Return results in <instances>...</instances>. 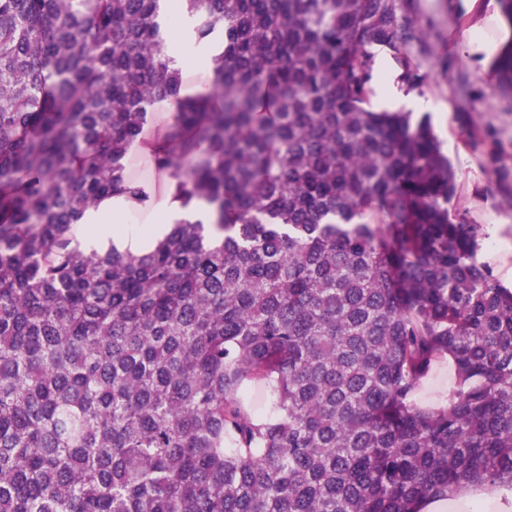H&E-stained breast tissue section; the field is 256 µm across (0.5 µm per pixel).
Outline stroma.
<instances>
[{
	"label": "stroma",
	"instance_id": "35a3bbf8",
	"mask_svg": "<svg viewBox=\"0 0 512 512\" xmlns=\"http://www.w3.org/2000/svg\"><path fill=\"white\" fill-rule=\"evenodd\" d=\"M401 14L420 24L424 35L413 42L423 82L410 97L427 103V113L457 173L450 210L469 224L499 227L479 259L496 277L512 267V92L502 89L492 66H481L462 43V32L501 9L499 0H478L466 11L462 0H399ZM125 176L151 186L154 202L127 209L124 220L149 226L170 200V177L154 167L148 151H132Z\"/></svg>",
	"mask_w": 512,
	"mask_h": 512
}]
</instances>
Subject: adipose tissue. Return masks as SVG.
<instances>
[{"label": "adipose tissue", "mask_w": 512, "mask_h": 512, "mask_svg": "<svg viewBox=\"0 0 512 512\" xmlns=\"http://www.w3.org/2000/svg\"><path fill=\"white\" fill-rule=\"evenodd\" d=\"M162 13L167 26L171 65L187 67L194 57L192 32L179 0H163ZM124 211V206L109 200L87 211L79 229L89 249L104 251L114 247L137 252L147 245L149 239L163 236L170 225L208 219L206 209H184L172 203L161 209L157 224L141 231L124 224Z\"/></svg>", "instance_id": "adipose-tissue-1"}]
</instances>
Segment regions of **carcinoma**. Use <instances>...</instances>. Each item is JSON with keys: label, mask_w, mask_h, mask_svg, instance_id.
<instances>
[{"label": "carcinoma", "mask_w": 512, "mask_h": 512, "mask_svg": "<svg viewBox=\"0 0 512 512\" xmlns=\"http://www.w3.org/2000/svg\"><path fill=\"white\" fill-rule=\"evenodd\" d=\"M220 39L180 94L159 0H0V512H418L512 490V289L453 221L398 0H181ZM512 90V42L494 62ZM171 198L213 221L87 253L149 110ZM451 358L448 405L412 396ZM252 389L272 403L256 411ZM170 118L171 110L167 105L161 104L154 108L148 114L147 123L145 124L140 136L141 141L144 144L152 141L157 135L163 132L165 127L168 125ZM464 499L448 500L444 498L429 499L422 503L421 512H457L461 508L473 505L479 508L481 503L490 501L484 493L477 490L466 493Z\"/></svg>", "instance_id": "obj_1"}]
</instances>
